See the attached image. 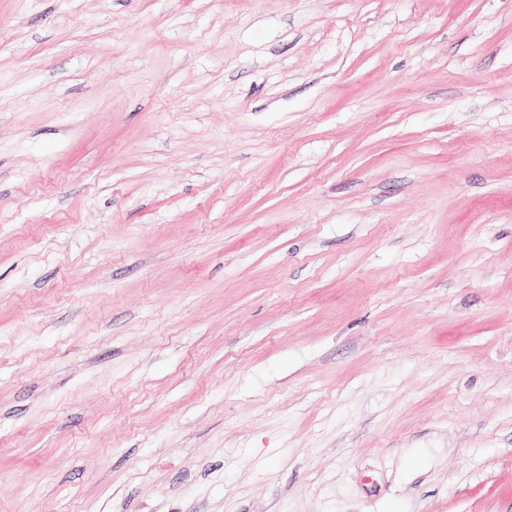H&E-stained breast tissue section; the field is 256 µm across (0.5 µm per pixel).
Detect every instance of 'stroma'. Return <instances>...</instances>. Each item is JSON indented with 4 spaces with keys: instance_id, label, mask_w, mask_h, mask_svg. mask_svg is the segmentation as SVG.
Listing matches in <instances>:
<instances>
[{
    "instance_id": "stroma-1",
    "label": "stroma",
    "mask_w": 512,
    "mask_h": 512,
    "mask_svg": "<svg viewBox=\"0 0 512 512\" xmlns=\"http://www.w3.org/2000/svg\"><path fill=\"white\" fill-rule=\"evenodd\" d=\"M0 512H512V0H0Z\"/></svg>"
}]
</instances>
